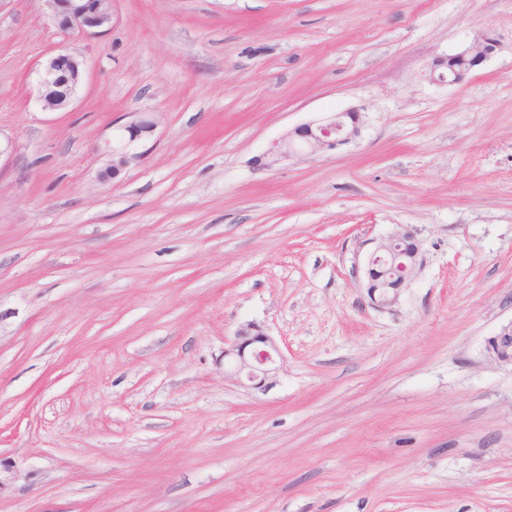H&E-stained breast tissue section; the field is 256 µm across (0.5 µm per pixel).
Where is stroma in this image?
I'll return each instance as SVG.
<instances>
[{"label": "stroma", "mask_w": 512, "mask_h": 512, "mask_svg": "<svg viewBox=\"0 0 512 512\" xmlns=\"http://www.w3.org/2000/svg\"><path fill=\"white\" fill-rule=\"evenodd\" d=\"M0 0V512H512V0ZM501 48L457 85L434 57ZM61 52L87 73L43 110ZM360 135L273 167L288 129ZM132 112L156 128L112 170ZM421 267L369 297L373 240ZM260 327L274 386L224 375ZM59 34L66 40L94 38L112 29V0H45ZM85 71L86 62L80 56L63 53L51 57L43 66L37 84L38 98L44 110L68 108ZM362 123L360 109L353 107L301 124L273 144L262 165L269 168L283 160L336 150L359 135ZM409 242L410 244H407ZM395 243H401L407 248V263L405 264L408 270L407 276L402 280L400 284V275L398 271L390 270L383 263H379L374 265V267L376 268L374 278H377L378 282L387 284L388 286L396 287L400 284V288H402L407 282L412 280V278L415 276L419 268L418 256L420 254V244L415 239L414 235L408 231L403 232L401 234H393L388 238L382 239L379 242H377L374 250L369 256L366 275L368 276V270L370 266L374 264L375 257L385 252H388L390 246ZM512 321L503 325L488 344L489 353L498 361L512 363Z\"/></svg>", "instance_id": "35a3bbf8"}]
</instances>
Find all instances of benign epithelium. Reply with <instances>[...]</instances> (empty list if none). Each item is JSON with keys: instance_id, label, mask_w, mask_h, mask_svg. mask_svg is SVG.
<instances>
[{"instance_id": "benign-epithelium-1", "label": "benign epithelium", "mask_w": 512, "mask_h": 512, "mask_svg": "<svg viewBox=\"0 0 512 512\" xmlns=\"http://www.w3.org/2000/svg\"><path fill=\"white\" fill-rule=\"evenodd\" d=\"M53 13L59 34L66 40L74 37L94 38L112 29L114 15L112 0H45ZM502 40L488 34L478 35L457 52L437 56L429 64L425 76L432 83L457 85L487 62L501 47ZM86 62L71 53L57 54L43 66L38 79L37 93L47 111H61L69 107L82 83ZM363 115L358 108H349L301 124L284 134L264 155L263 166L295 158L313 157L335 150L350 143L361 130ZM155 122L147 112L132 113V120L123 130L128 142L133 143L154 131ZM406 246L408 270L402 283L415 276L418 268L420 244L408 231L393 234L377 242L369 256L375 257L389 251L391 245ZM489 353L498 361L512 363V321L503 325L488 344ZM228 357L224 374L248 386H266L272 383L279 366L281 352L277 343L258 327L248 324L236 333V341L224 350Z\"/></svg>"}]
</instances>
